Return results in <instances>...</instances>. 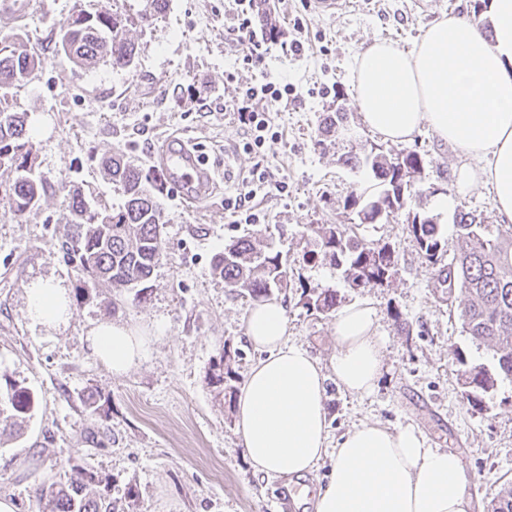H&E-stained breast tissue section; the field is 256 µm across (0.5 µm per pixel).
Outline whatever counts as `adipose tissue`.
Returning a JSON list of instances; mask_svg holds the SVG:
<instances>
[{"instance_id":"adipose-tissue-1","label":"adipose tissue","mask_w":512,"mask_h":512,"mask_svg":"<svg viewBox=\"0 0 512 512\" xmlns=\"http://www.w3.org/2000/svg\"><path fill=\"white\" fill-rule=\"evenodd\" d=\"M354 81L369 129L401 143L428 127L465 158L460 184L491 185L497 213L512 222V0H485L476 18L442 16L409 51L372 40ZM27 299L35 324L57 329L71 317L67 291L53 281L33 282ZM376 320L366 302L336 314L330 366L337 384L357 395L372 394L383 373ZM245 328L264 353L237 399V429L255 473L299 479L329 454L331 477L314 512H473L460 455L431 447L414 428L364 423L329 446L323 369L309 349L289 343L283 303L255 304ZM87 340L117 376L148 352L147 336L122 323H99Z\"/></svg>"}]
</instances>
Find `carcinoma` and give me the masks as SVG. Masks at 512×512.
<instances>
[{
	"mask_svg": "<svg viewBox=\"0 0 512 512\" xmlns=\"http://www.w3.org/2000/svg\"><path fill=\"white\" fill-rule=\"evenodd\" d=\"M257 25L268 33L281 34L275 25L267 0H257ZM67 31L61 46L72 62L92 68L110 62L115 68L132 64L138 47L127 38L120 16L106 10L80 11L63 24ZM38 61L19 41H0V85L19 84L32 77ZM346 123V113L333 112L323 118L320 135H338ZM340 161L353 169L364 167L376 192L352 189L343 201L344 218L357 226L380 224L400 211H407L409 232L417 241L426 261L437 270L440 296L452 300L455 293L465 297L459 310L463 331L472 340L493 350L494 365L471 366L460 371L459 381L469 405L484 410V396L498 379L512 378V224H481L463 210L454 224L465 248L444 261L439 225L414 206L424 192L416 188L410 173H421L424 159L415 150L386 154L371 146L359 154L350 151ZM34 166L33 144L27 135L24 116L0 109V169L9 172L8 182L0 181V193L9 201L18 218L26 215L46 195L43 181L31 180L19 170ZM105 174L120 185L124 203L111 212L91 208L85 197L74 192L66 198L69 231L61 243L67 265L76 280L87 284L103 282L123 292L145 285L164 255L163 220L158 198L167 185L160 175L145 171L121 155L102 161ZM314 235L311 258H321L336 266L351 288L381 285L395 273L397 261L389 244L367 242L346 236L337 224L310 226ZM214 270L224 279V287L263 301L288 287L287 261L281 253L266 250L255 236H239L216 255ZM303 305L318 313L336 311L339 299L332 288H310L302 292ZM235 359L225 349L209 368V384L217 395L234 400L238 379ZM0 400L10 407L11 419L31 410L28 389L11 384ZM110 480L99 473L75 465L67 483L53 481L38 490L47 512H112ZM491 512H512V486L503 488L491 501Z\"/></svg>",
	"mask_w": 512,
	"mask_h": 512,
	"instance_id": "carcinoma-1",
	"label": "carcinoma"
}]
</instances>
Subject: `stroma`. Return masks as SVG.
Masks as SVG:
<instances>
[{"instance_id": "1", "label": "stroma", "mask_w": 512, "mask_h": 512, "mask_svg": "<svg viewBox=\"0 0 512 512\" xmlns=\"http://www.w3.org/2000/svg\"><path fill=\"white\" fill-rule=\"evenodd\" d=\"M29 14L0 13V40L22 36L39 61L35 75L0 89V104L27 115L34 168L50 186L40 205L14 217L0 197V374L29 388L33 409L0 434V497L16 512H41L38 489L49 479L67 480L78 464L109 476L117 512H283L284 478L256 475L237 432V409L216 397L206 375L222 349L236 355L246 376L261 357L247 340L244 320L250 298L229 292L214 259L232 238L252 234L288 261V286L275 297L285 305L291 342L322 362L334 352V314L307 310L306 288L331 287L342 303L369 301L384 339V371L369 396L351 395L334 379L325 383L331 441L371 421L419 430L431 447L456 450L471 476L467 487L475 512L512 481V380H500L475 411L458 382L460 360L493 365L491 350L466 335L457 311L442 301L434 272L406 226L405 213L386 224L354 227L346 234L389 244L397 271L384 285L352 289L328 262L310 258L308 228L337 222L345 196L368 177L343 166L347 150L381 146L424 157L420 183L430 189L422 208L434 218L448 254L463 242L452 214L435 201L445 195L454 211L499 223L490 187L460 188L457 151L429 129L410 141H386L365 126L356 102L354 68L368 40L413 48L423 28L442 14H472L475 0H353L345 12L318 15L311 0H270L281 38L268 40L262 65L245 60L240 44L225 38L235 24L233 0H168L152 23L141 15L145 0H38ZM107 7L127 18L138 46L131 68L102 63L85 69L59 48L63 22L77 11ZM302 32H294V22ZM304 48L295 52L291 38ZM290 84L287 102L268 110L282 141L269 152L244 150L246 134L228 106L240 87L261 77ZM344 107L353 136L319 145L324 113ZM198 147L210 164L225 169L205 199L182 198L168 189L160 199L165 256L143 296L126 291L120 301L103 284H90L72 302L65 327L47 330L27 313L33 281L52 280L67 290L78 282L61 260L68 226L65 199L81 189L97 209L122 201L99 172L100 158L123 152L136 166L161 171L170 137ZM286 178L288 190L261 203L263 224L233 223L224 194L256 164ZM415 323L416 335L398 333L395 315ZM125 323L146 331L149 353L122 376L112 375L87 347L97 323ZM96 398L104 413L84 410Z\"/></svg>"}]
</instances>
